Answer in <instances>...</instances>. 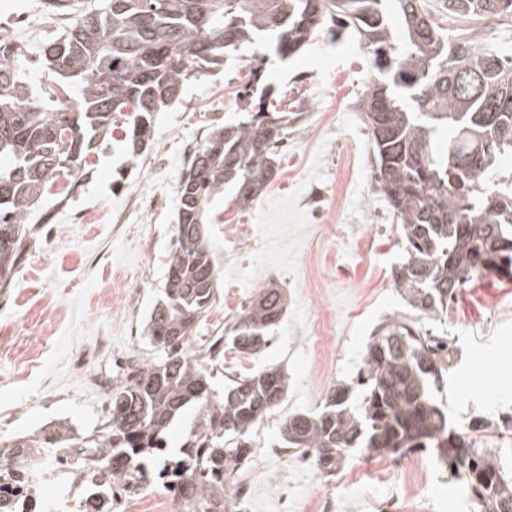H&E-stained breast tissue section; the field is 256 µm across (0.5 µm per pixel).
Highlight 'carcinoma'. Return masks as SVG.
<instances>
[{"mask_svg": "<svg viewBox=\"0 0 512 512\" xmlns=\"http://www.w3.org/2000/svg\"><path fill=\"white\" fill-rule=\"evenodd\" d=\"M442 8L498 17L512 14V0H444ZM53 9L72 18L38 52L39 68L64 93L51 104L30 103L24 49L0 34V58L19 60L16 68L0 64L1 282L25 254L27 225L52 222L41 205L53 182L68 179L55 194L67 200L114 129L135 164L151 143L154 114L194 74L256 49L286 61L328 24L351 25L376 69L357 105L370 132L374 184L402 241L393 281L408 310L444 322L476 275L512 276V174L501 167L512 154V58L462 34L448 39L426 0H56ZM301 116L262 96L238 121L209 129L179 180L165 283L143 323V339L165 356L129 363L108 392L99 431L59 419L14 438L0 452V512H43L46 459L82 484L74 512H112L117 491L157 483L180 512H241L232 477L250 456L246 433L281 402L288 377L266 366L222 392L213 388L223 337L196 342L218 280L206 220L225 190L240 206L265 190L288 125ZM286 304L272 281L260 284L228 332L231 346L263 351ZM457 349L405 314L383 320L356 377L336 382L320 411L285 418L284 445L312 453L326 477L357 452L429 448L467 484L478 512H512V448L485 444L490 433L512 432V415L461 429L436 398ZM190 406L195 420L169 452L168 430Z\"/></svg>", "mask_w": 512, "mask_h": 512, "instance_id": "cac0c4a2", "label": "carcinoma"}]
</instances>
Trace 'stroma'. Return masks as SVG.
Returning a JSON list of instances; mask_svg holds the SVG:
<instances>
[{
  "instance_id": "1",
  "label": "stroma",
  "mask_w": 512,
  "mask_h": 512,
  "mask_svg": "<svg viewBox=\"0 0 512 512\" xmlns=\"http://www.w3.org/2000/svg\"><path fill=\"white\" fill-rule=\"evenodd\" d=\"M49 0H0V29L37 51L61 33L50 22ZM452 33L495 41L512 56V15L442 17ZM251 64L225 57L223 66L198 77L179 101L156 115L153 144L138 164H129L122 143L111 139L94 157L92 173L72 200L55 208V220L37 224L26 260L0 290V441L8 443L48 422L68 418L85 432L102 428L107 387L119 383L133 355L152 359L141 323L162 288L174 243L177 184L193 148L215 123L238 120ZM255 94L287 96L300 121L290 126L276 175L246 207L215 198L209 226L221 280L236 293L216 301L198 333L212 340L232 317L252 304L261 271L277 266L276 284L287 309L255 368L277 364L288 374L283 402L289 412L321 407L309 392L321 374L306 356L302 326L315 313L326 317L336 360L329 383L353 377L374 327L403 313L392 273L401 261L397 232L369 242L341 244L340 224H387L391 217L375 196L373 151L355 105L369 74L365 42L358 33L321 31L287 63L265 61ZM258 224L264 242L242 262L224 260V227ZM512 306V278L485 272L459 289L442 331L462 351L441 394L454 423L498 419L512 413V316L486 326V316ZM292 453L250 457L243 475L256 491L248 512H278L273 488L287 472ZM406 466L391 470L387 456L347 460L333 478L316 471L299 475L308 499L323 494L367 500L409 497V512H477L470 490L451 477L429 450L407 453Z\"/></svg>"
}]
</instances>
